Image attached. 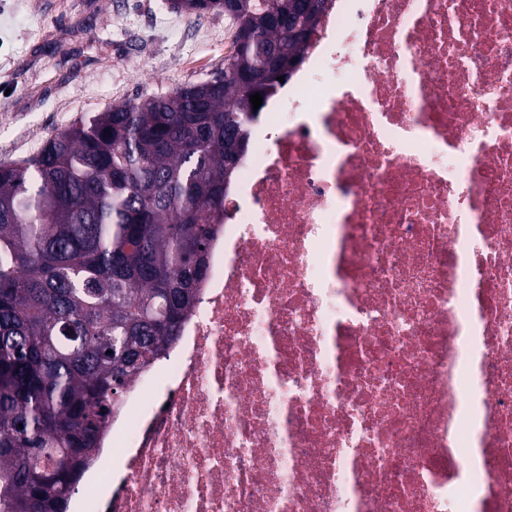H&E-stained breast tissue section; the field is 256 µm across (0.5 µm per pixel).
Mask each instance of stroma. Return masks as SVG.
Instances as JSON below:
<instances>
[{
    "label": "stroma",
    "mask_w": 512,
    "mask_h": 512,
    "mask_svg": "<svg viewBox=\"0 0 512 512\" xmlns=\"http://www.w3.org/2000/svg\"><path fill=\"white\" fill-rule=\"evenodd\" d=\"M233 30L171 0H0V165L83 114L209 79Z\"/></svg>",
    "instance_id": "35a3bbf8"
}]
</instances>
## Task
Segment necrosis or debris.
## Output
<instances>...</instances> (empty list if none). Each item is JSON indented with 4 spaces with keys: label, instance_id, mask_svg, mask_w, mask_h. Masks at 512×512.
Here are the masks:
<instances>
[{
    "label": "necrosis or debris",
    "instance_id": "obj_1",
    "mask_svg": "<svg viewBox=\"0 0 512 512\" xmlns=\"http://www.w3.org/2000/svg\"><path fill=\"white\" fill-rule=\"evenodd\" d=\"M252 128L71 512H512V0H328Z\"/></svg>",
    "mask_w": 512,
    "mask_h": 512
}]
</instances>
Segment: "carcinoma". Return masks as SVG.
Masks as SVG:
<instances>
[{
	"instance_id": "cac0c4a2",
	"label": "carcinoma",
	"mask_w": 512,
	"mask_h": 512,
	"mask_svg": "<svg viewBox=\"0 0 512 512\" xmlns=\"http://www.w3.org/2000/svg\"><path fill=\"white\" fill-rule=\"evenodd\" d=\"M324 0H172L224 13L203 83L89 112L0 166V512H68L124 390L180 335L250 96L301 64Z\"/></svg>"
}]
</instances>
